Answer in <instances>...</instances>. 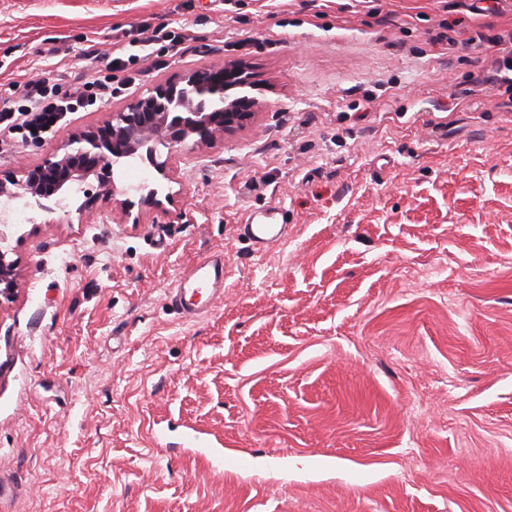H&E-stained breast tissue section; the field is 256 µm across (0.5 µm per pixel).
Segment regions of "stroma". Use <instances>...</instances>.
Masks as SVG:
<instances>
[{"instance_id":"1","label":"stroma","mask_w":512,"mask_h":512,"mask_svg":"<svg viewBox=\"0 0 512 512\" xmlns=\"http://www.w3.org/2000/svg\"><path fill=\"white\" fill-rule=\"evenodd\" d=\"M144 23L190 39L0 146V179L216 62L252 69L258 109L139 164L158 204L123 167L8 230L0 512H512V108L470 41L512 0H0V98L25 72L68 89L87 39ZM274 206L288 240L254 253L239 226ZM219 250L223 298L179 314ZM16 264L0 249V296L10 299L16 288ZM224 293V253L213 252L193 264L176 281L169 292L172 306L186 317H195L209 311L211 304ZM207 296L204 304L198 298Z\"/></svg>"}]
</instances>
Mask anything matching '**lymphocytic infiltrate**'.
Instances as JSON below:
<instances>
[{
	"mask_svg": "<svg viewBox=\"0 0 512 512\" xmlns=\"http://www.w3.org/2000/svg\"><path fill=\"white\" fill-rule=\"evenodd\" d=\"M187 36L159 25L149 36L115 41L108 53H101L97 41H89L83 50L86 59H104L105 65L93 78L75 82L66 93H58L46 80L15 82L14 93L0 98V139L17 145L34 136L59 130L69 115L85 112L98 102L135 85L138 76L158 63L151 48L162 42L181 43Z\"/></svg>",
	"mask_w": 512,
	"mask_h": 512,
	"instance_id": "1",
	"label": "lymphocytic infiltrate"
}]
</instances>
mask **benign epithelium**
I'll use <instances>...</instances> for the list:
<instances>
[{"mask_svg":"<svg viewBox=\"0 0 512 512\" xmlns=\"http://www.w3.org/2000/svg\"><path fill=\"white\" fill-rule=\"evenodd\" d=\"M251 87L249 73L234 63L208 66L178 83H159L113 112L105 125L70 135L63 153L36 168L20 169L6 182L0 180V204L25 195L42 209L51 199L58 205L89 175L101 170L109 174L138 160L164 176L165 167L156 160L157 146L189 139L209 144L233 134L254 116L255 100L246 93ZM232 89L239 93L226 96ZM15 288V261L0 250V296L10 299Z\"/></svg>","mask_w":512,"mask_h":512,"instance_id":"benign-epithelium-1","label":"benign epithelium"}]
</instances>
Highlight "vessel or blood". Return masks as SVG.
Here are the masks:
<instances>
[{"mask_svg": "<svg viewBox=\"0 0 512 512\" xmlns=\"http://www.w3.org/2000/svg\"><path fill=\"white\" fill-rule=\"evenodd\" d=\"M288 214L273 207L250 213L240 231L255 252L262 253L288 239ZM224 293V254L213 252L193 264L169 292L172 306L183 315L195 317L209 311L210 305Z\"/></svg>", "mask_w": 512, "mask_h": 512, "instance_id": "b4317fda", "label": "vessel or blood"}]
</instances>
